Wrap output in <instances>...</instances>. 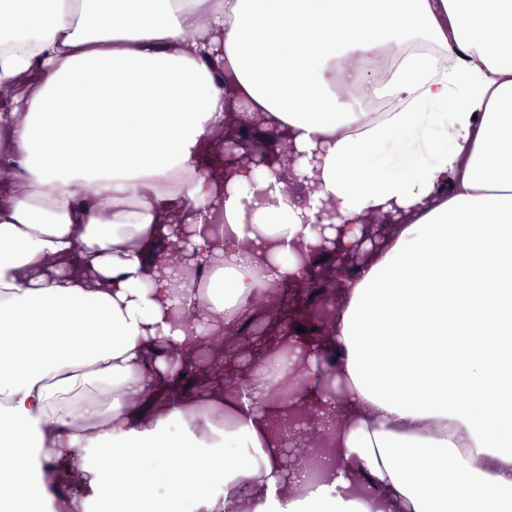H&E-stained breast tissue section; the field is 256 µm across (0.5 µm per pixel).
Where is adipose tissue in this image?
Wrapping results in <instances>:
<instances>
[{
	"label": "adipose tissue",
	"mask_w": 512,
	"mask_h": 512,
	"mask_svg": "<svg viewBox=\"0 0 512 512\" xmlns=\"http://www.w3.org/2000/svg\"><path fill=\"white\" fill-rule=\"evenodd\" d=\"M0 16V512H512V0ZM387 50L391 79L369 78ZM230 116L316 152L314 180L273 181L254 209L237 176L217 201L199 165ZM326 203L363 261L335 271L321 337H291L304 369L276 340L243 382L179 389L258 297L324 262ZM174 216L212 243L186 285L160 247ZM289 408L327 435L321 479L283 474Z\"/></svg>",
	"instance_id": "ef3b65f1"
}]
</instances>
